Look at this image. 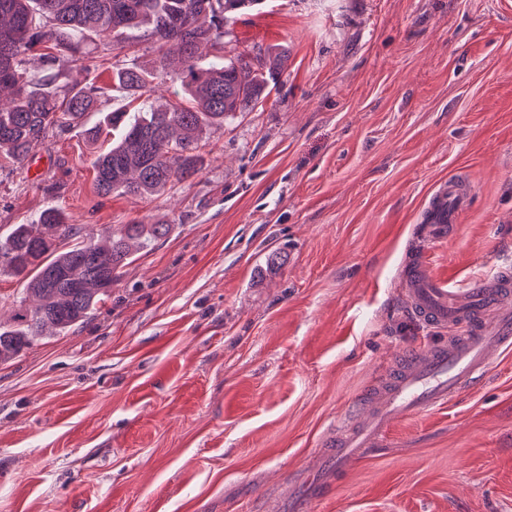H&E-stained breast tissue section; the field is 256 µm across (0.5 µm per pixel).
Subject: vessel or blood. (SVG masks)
I'll return each instance as SVG.
<instances>
[{
	"label": "vessel or blood",
	"mask_w": 512,
	"mask_h": 512,
	"mask_svg": "<svg viewBox=\"0 0 512 512\" xmlns=\"http://www.w3.org/2000/svg\"><path fill=\"white\" fill-rule=\"evenodd\" d=\"M471 199L470 190L458 179L439 186L415 227L423 248L402 270L411 315L429 326L456 327V335L413 351L377 380L364 397L365 413L336 435L330 454L335 467L365 458L399 418L446 406L475 387L494 356L512 349L511 267L498 268L465 288L432 277L427 270L430 249L452 233Z\"/></svg>",
	"instance_id": "vessel-or-blood-1"
}]
</instances>
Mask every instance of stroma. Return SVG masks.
I'll list each match as a JSON object with an SVG mask.
<instances>
[{"instance_id": "stroma-1", "label": "stroma", "mask_w": 512, "mask_h": 512, "mask_svg": "<svg viewBox=\"0 0 512 512\" xmlns=\"http://www.w3.org/2000/svg\"><path fill=\"white\" fill-rule=\"evenodd\" d=\"M122 41L88 44L98 85L155 61L146 28ZM256 46L288 61L208 132L192 182L99 194L79 126L0 167V233L49 206L172 226L91 319L0 365V512H289L388 365L456 333L415 320L400 280L440 183L473 197L430 273L512 265V0H263L224 37ZM303 512H512V353Z\"/></svg>"}]
</instances>
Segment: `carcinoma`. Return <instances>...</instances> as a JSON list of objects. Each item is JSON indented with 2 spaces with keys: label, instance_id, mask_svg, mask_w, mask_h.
<instances>
[{
  "label": "carcinoma",
  "instance_id": "cac0c4a2",
  "mask_svg": "<svg viewBox=\"0 0 512 512\" xmlns=\"http://www.w3.org/2000/svg\"><path fill=\"white\" fill-rule=\"evenodd\" d=\"M259 0H0V158L22 164L49 134L100 111L97 64L87 42L146 24L158 52L151 70L112 68V92L139 102L84 129L88 145L112 138L93 170L99 192L154 196L201 171L203 132L248 112L268 95L287 60L283 49L258 58L224 56V26ZM76 70L82 78L63 85ZM179 85L181 101L154 106L156 86ZM171 225L114 224L81 234L50 206L30 224L0 235V273L24 285L13 322L0 325V364L13 362L43 336L66 334L112 295L119 270L166 236Z\"/></svg>",
  "mask_w": 512,
  "mask_h": 512
}]
</instances>
